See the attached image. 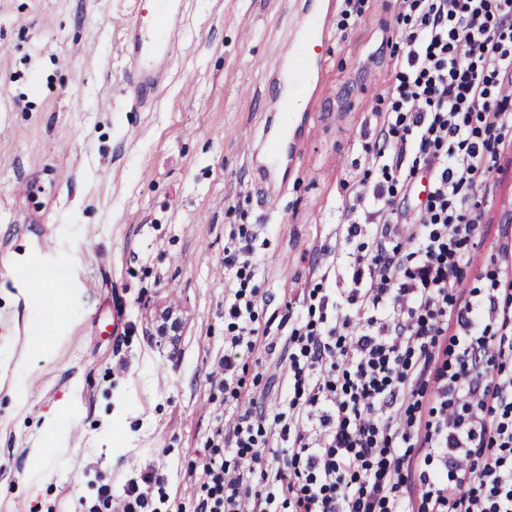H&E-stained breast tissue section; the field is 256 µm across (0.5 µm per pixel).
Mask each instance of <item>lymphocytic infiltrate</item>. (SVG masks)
Segmentation results:
<instances>
[{
  "label": "lymphocytic infiltrate",
  "instance_id": "obj_1",
  "mask_svg": "<svg viewBox=\"0 0 512 512\" xmlns=\"http://www.w3.org/2000/svg\"><path fill=\"white\" fill-rule=\"evenodd\" d=\"M393 79L366 170L344 208L349 284L288 332V393L217 431L202 512H512V241L500 273L465 287L488 174L512 151V0H395ZM428 191L405 204L418 175ZM261 294L229 291L237 329L219 366L241 399ZM288 449L270 463L266 422ZM234 449L225 460L221 448ZM261 476L267 493L253 486ZM153 469L120 497L95 481L85 512H157Z\"/></svg>",
  "mask_w": 512,
  "mask_h": 512
}]
</instances>
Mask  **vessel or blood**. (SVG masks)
Masks as SVG:
<instances>
[{"instance_id":"obj_1","label":"vessel or blood","mask_w":512,"mask_h":512,"mask_svg":"<svg viewBox=\"0 0 512 512\" xmlns=\"http://www.w3.org/2000/svg\"><path fill=\"white\" fill-rule=\"evenodd\" d=\"M332 0H306L302 9L299 32L313 50L308 60L289 62L277 72L279 90L302 75L314 83L322 81L321 49L327 35V19ZM186 0H135L134 18L128 25L123 54L126 59L125 88L129 100L138 108L150 107L162 86L175 54L184 22ZM278 132L268 146L269 171H277L283 158L298 149L296 140L297 115L303 110L301 100L282 98L279 103Z\"/></svg>"}]
</instances>
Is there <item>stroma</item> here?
Masks as SVG:
<instances>
[{
	"label": "stroma",
	"instance_id": "obj_1",
	"mask_svg": "<svg viewBox=\"0 0 512 512\" xmlns=\"http://www.w3.org/2000/svg\"><path fill=\"white\" fill-rule=\"evenodd\" d=\"M303 0H189L182 48L149 109L124 93L122 46L134 0H0V512H80L90 481L121 491L155 467L161 512H201L202 464L237 403L211 371L233 334L224 283L260 285L266 345L242 355L248 396L274 410L288 386V327L304 292L361 250L339 224L392 79L393 0L335 11L323 46L328 92L302 145L257 186L273 125L274 70L308 51ZM474 280L512 215V159L492 173ZM254 266L224 267L230 234ZM67 288L43 328L18 264ZM178 320L161 337L162 315Z\"/></svg>",
	"mask_w": 512,
	"mask_h": 512
}]
</instances>
